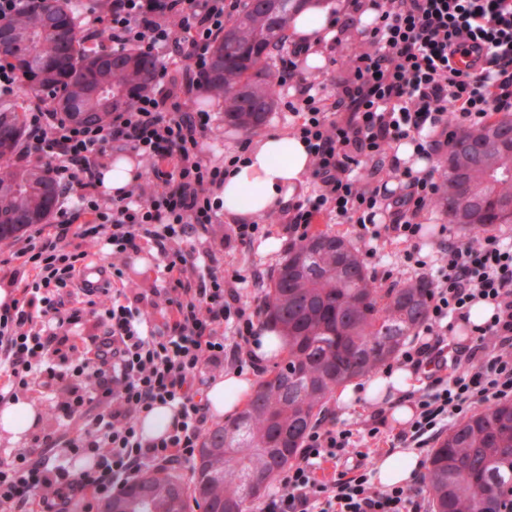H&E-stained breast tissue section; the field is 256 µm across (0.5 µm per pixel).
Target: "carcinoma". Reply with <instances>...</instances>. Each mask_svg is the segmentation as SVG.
<instances>
[{
  "instance_id": "carcinoma-1",
  "label": "carcinoma",
  "mask_w": 512,
  "mask_h": 512,
  "mask_svg": "<svg viewBox=\"0 0 512 512\" xmlns=\"http://www.w3.org/2000/svg\"><path fill=\"white\" fill-rule=\"evenodd\" d=\"M306 0H245L211 49L207 89L224 99V119L252 132L275 107L270 51L281 46ZM0 56L15 69L27 94L0 104V161L25 137L23 113L36 98L72 123L98 124L147 90L159 64L146 50L89 47L71 0H43L37 9L0 21ZM494 118L460 136L487 138ZM465 175L480 199L476 218L462 225L474 239L512 224V144L493 143L442 162L439 202L451 224L448 183ZM58 188L42 165L0 167V239L54 212ZM322 241L327 247L317 248ZM432 283L425 277L386 288L344 235L316 230L288 252L269 290L265 315L282 330L285 364L262 379L235 418L203 438L189 483L153 472L112 496V512H181L190 496L204 512H245L262 482L296 458L331 394L366 376L401 348L426 320ZM260 477L251 484L249 478ZM428 487L433 512H512V402L483 407L432 449Z\"/></svg>"
}]
</instances>
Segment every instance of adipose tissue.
I'll return each mask as SVG.
<instances>
[{
    "label": "adipose tissue",
    "mask_w": 512,
    "mask_h": 512,
    "mask_svg": "<svg viewBox=\"0 0 512 512\" xmlns=\"http://www.w3.org/2000/svg\"><path fill=\"white\" fill-rule=\"evenodd\" d=\"M332 0H305L296 14L291 31L297 41L318 44L334 24ZM309 156L302 141L281 134H271L251 146L224 181L222 198L225 218L242 224L288 200L293 189L308 172ZM412 369L399 366L384 369L364 386L350 385L337 396L339 405L354 408L365 403L391 405L393 418H411L412 408L404 399L415 388ZM252 392L249 378L231 372L218 380L207 392L211 410L227 417L239 412ZM423 471L415 452L399 450L379 458L374 465V482L382 487L403 486Z\"/></svg>",
    "instance_id": "adipose-tissue-1"
}]
</instances>
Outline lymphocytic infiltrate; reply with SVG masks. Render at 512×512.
Masks as SVG:
<instances>
[{
	"label": "lymphocytic infiltrate",
	"instance_id": "f902f5d3",
	"mask_svg": "<svg viewBox=\"0 0 512 512\" xmlns=\"http://www.w3.org/2000/svg\"><path fill=\"white\" fill-rule=\"evenodd\" d=\"M337 2L336 31L324 44L335 77L304 74L309 49L298 43L280 59L279 84L293 92L287 108L311 157L313 189L272 215L300 239L315 216L333 213L361 238L405 243L403 266L430 276L426 321L400 355L429 382L411 392L414 413L395 436L422 448L476 405L512 400V238L444 234L423 253L419 217L434 207L439 180L435 169L401 164L396 147L405 141L416 157L429 158L493 113L512 112V0ZM241 5L162 0L152 11L147 0H99L85 7V42L107 30L113 49L142 47L155 56L158 76L103 124L75 125L37 104L23 115L26 138L11 164L47 163L61 192L56 224L37 227L0 257V403L42 388L57 426L0 456V512H96L147 470L190 463L209 421L205 387L225 364L257 366L246 355L255 314L225 287L224 252L253 245L261 227L217 233L229 165L200 147L210 113L185 107L204 84L212 43ZM368 10L375 25L355 37ZM459 54L472 57V71L453 65ZM125 152L149 162L150 181L137 176L120 193L104 192L109 158ZM392 179L397 188H389ZM203 239L208 247L197 249ZM146 241L167 274L166 286L148 294L125 277ZM93 247L111 258L110 302L89 290L81 306H67ZM481 301L494 313L475 325L470 309ZM161 305L170 319L151 324L148 308ZM88 315L101 333L77 342ZM464 323L472 340L453 342ZM452 363L461 373L448 375ZM158 406L172 409L171 425L145 436L142 421ZM352 435L313 428L261 512H427L419 490L376 489L359 465L352 475L318 479ZM80 458L93 459L94 469L75 470Z\"/></svg>",
	"mask_w": 512,
	"mask_h": 512
}]
</instances>
